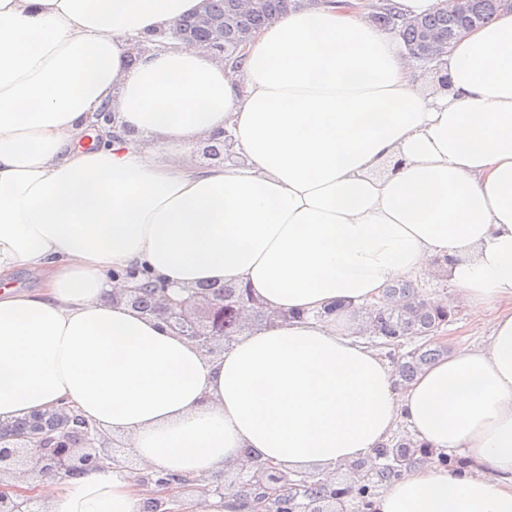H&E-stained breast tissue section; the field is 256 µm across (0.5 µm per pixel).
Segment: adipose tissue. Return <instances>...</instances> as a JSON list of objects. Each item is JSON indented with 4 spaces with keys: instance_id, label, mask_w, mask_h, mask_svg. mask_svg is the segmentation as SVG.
I'll list each match as a JSON object with an SVG mask.
<instances>
[{
    "instance_id": "obj_1",
    "label": "adipose tissue",
    "mask_w": 512,
    "mask_h": 512,
    "mask_svg": "<svg viewBox=\"0 0 512 512\" xmlns=\"http://www.w3.org/2000/svg\"><path fill=\"white\" fill-rule=\"evenodd\" d=\"M204 4L0 0V422L64 403L186 479L248 454L329 474L404 423L469 465L404 467L375 512H512V10L425 92L341 0L289 9L238 68L167 38ZM220 132L238 162L195 165ZM132 268L289 318L215 357L113 301ZM422 275L488 335L401 386L356 317ZM30 489L44 512L146 499L109 463Z\"/></svg>"
}]
</instances>
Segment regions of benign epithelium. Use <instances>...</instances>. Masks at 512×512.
<instances>
[{
	"instance_id": "1",
	"label": "benign epithelium",
	"mask_w": 512,
	"mask_h": 512,
	"mask_svg": "<svg viewBox=\"0 0 512 512\" xmlns=\"http://www.w3.org/2000/svg\"><path fill=\"white\" fill-rule=\"evenodd\" d=\"M197 22L209 30L206 41H197L179 20L170 27L168 37L196 45L208 56L230 60L224 45V20L203 10L197 13ZM449 46L448 42L433 39L422 57L433 63ZM230 148L224 136L218 133L207 139L205 151L220 158ZM117 298L157 319L177 335L197 343L211 355L224 351V344L240 333L251 309L261 306L250 289L227 293L224 285L217 282L208 288H190L187 297L177 298L170 294L166 282L147 280L112 296L114 300ZM97 436L96 429L66 406L34 413L21 428L0 422V442L13 440L11 447L0 448V473L18 461L19 450L23 448L29 451L35 467L43 475L66 476L83 467L97 465L103 459L95 447ZM418 452L421 461L436 462L434 455L422 453L418 448H397L393 453L392 470L401 471L406 465L405 459ZM378 468L375 464L368 470L362 462L353 465L354 484L371 487ZM238 471L237 490L260 500L262 512H355L353 497L345 494L350 486L338 488L335 480L322 473L296 474L269 464L261 465L251 457L239 462ZM138 482L148 488L149 499L155 501L157 512H172L167 504L172 502L173 493L190 484L188 479H174L165 473L144 475ZM31 502L32 498L24 495L10 498L0 492V512H32L28 508Z\"/></svg>"
}]
</instances>
